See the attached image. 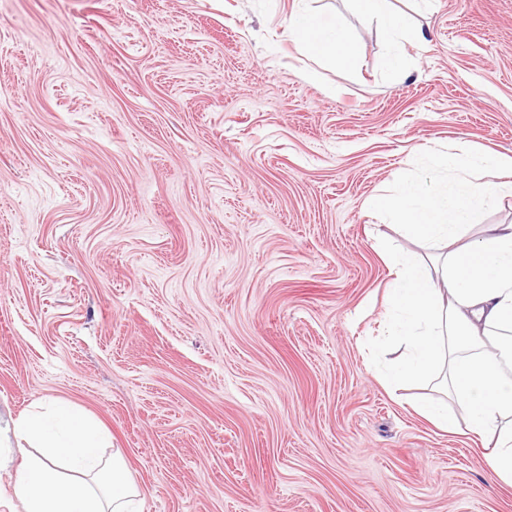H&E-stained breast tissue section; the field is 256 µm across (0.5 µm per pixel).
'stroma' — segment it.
<instances>
[{
  "label": "stroma",
  "instance_id": "obj_1",
  "mask_svg": "<svg viewBox=\"0 0 512 512\" xmlns=\"http://www.w3.org/2000/svg\"><path fill=\"white\" fill-rule=\"evenodd\" d=\"M383 70L316 64L294 0H0V421L69 402L110 433L137 512H512L481 441L391 390L368 209L462 143L512 163V0H392ZM316 69V79L304 73ZM33 448L0 447V512ZM355 9L363 16L375 21L388 42V51L384 58L387 69L401 72L406 70V58L400 50L403 40L422 39L411 16L403 11H395L391 0H351Z\"/></svg>",
  "mask_w": 512,
  "mask_h": 512
}]
</instances>
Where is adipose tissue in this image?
<instances>
[{"label": "adipose tissue", "mask_w": 512, "mask_h": 512, "mask_svg": "<svg viewBox=\"0 0 512 512\" xmlns=\"http://www.w3.org/2000/svg\"><path fill=\"white\" fill-rule=\"evenodd\" d=\"M358 13L375 21L388 42L387 69L407 67L402 41L417 37L411 16L391 0H353ZM289 37L320 62L354 64L359 45L335 16L305 6L285 20ZM493 154L465 147L430 158L412 179L373 196L370 210L390 216L429 250L390 253L385 331L405 353L390 366L386 381L430 380L445 397L420 406V413L445 431L457 422L449 399L467 409L468 433L479 437L492 472L512 485V224H494L476 237L467 231L479 207L496 192L480 179L501 166ZM5 434L43 451L18 472L13 495L24 512H132L139 489L120 454L104 457L103 429L81 411L56 405L8 423Z\"/></svg>", "instance_id": "adipose-tissue-1"}]
</instances>
